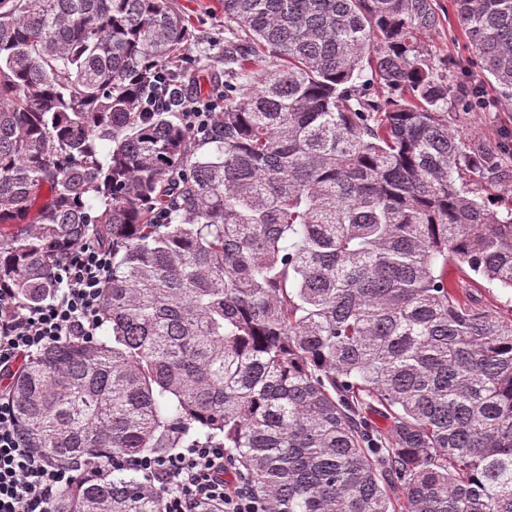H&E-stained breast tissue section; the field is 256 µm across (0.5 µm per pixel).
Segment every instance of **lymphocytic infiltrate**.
I'll return each instance as SVG.
<instances>
[{
  "instance_id": "f902f5d3",
  "label": "lymphocytic infiltrate",
  "mask_w": 512,
  "mask_h": 512,
  "mask_svg": "<svg viewBox=\"0 0 512 512\" xmlns=\"http://www.w3.org/2000/svg\"><path fill=\"white\" fill-rule=\"evenodd\" d=\"M111 275V248L85 241L57 266L59 287L48 301L21 306L11 289L0 288V381L48 345L74 336L93 342L100 328L102 287ZM230 466L223 448L212 443L169 455L113 456L103 463L48 461L26 447L11 395L0 388V512H48L79 471L111 468L135 471L148 487L164 491L166 512H199L204 504L220 505L222 512H268L244 484L228 485Z\"/></svg>"
}]
</instances>
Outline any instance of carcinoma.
<instances>
[{
  "instance_id": "1",
  "label": "carcinoma",
  "mask_w": 512,
  "mask_h": 512,
  "mask_svg": "<svg viewBox=\"0 0 512 512\" xmlns=\"http://www.w3.org/2000/svg\"><path fill=\"white\" fill-rule=\"evenodd\" d=\"M209 126L174 0H0V285L34 306L87 236L112 247L103 333L9 380L64 464L219 443L269 512H512V181L448 112H512V0H453L494 96L434 63L436 0H221ZM179 89L155 108L149 98ZM134 471L51 512H164ZM216 110V104L212 100H191L187 104L183 118L186 126L191 130H200L209 124L211 112ZM468 274L476 282L463 276L460 278V284L458 285L460 289L466 290L479 300L480 306L493 311L498 316L505 319L512 316V292L510 290L489 285L470 271H468Z\"/></svg>"
}]
</instances>
